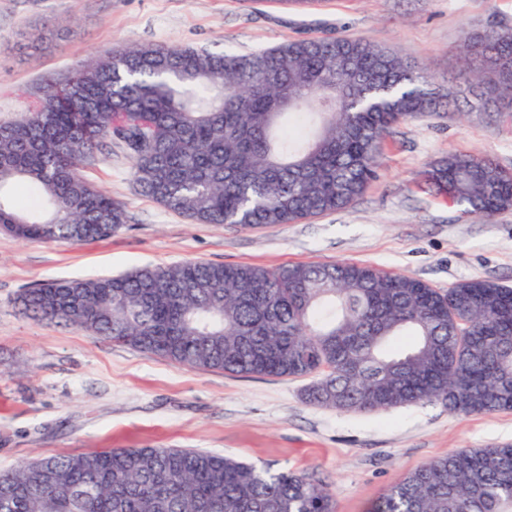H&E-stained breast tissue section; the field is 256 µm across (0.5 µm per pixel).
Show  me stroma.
<instances>
[{
  "mask_svg": "<svg viewBox=\"0 0 512 512\" xmlns=\"http://www.w3.org/2000/svg\"><path fill=\"white\" fill-rule=\"evenodd\" d=\"M512 27V0H0V121L15 91L65 77L116 45L249 53L308 36L362 38L408 60L433 88L469 92L465 32ZM42 39H35V32ZM480 152L512 169V115L426 112L382 147L380 177L346 209L298 224H196L140 193L120 148L83 174L128 216L85 244L22 241L0 230V473L41 454L184 448L232 455L326 484L336 512H368L390 486L457 448L512 444V411L461 416L441 402L339 413L308 402L309 378L239 377L160 359L22 314L17 299L53 280L94 279L182 261L278 267L365 262L437 288L512 286V211L485 223L430 193L427 166Z\"/></svg>",
  "mask_w": 512,
  "mask_h": 512,
  "instance_id": "obj_1",
  "label": "stroma"
}]
</instances>
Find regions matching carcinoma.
<instances>
[{
    "instance_id": "carcinoma-1",
    "label": "carcinoma",
    "mask_w": 512,
    "mask_h": 512,
    "mask_svg": "<svg viewBox=\"0 0 512 512\" xmlns=\"http://www.w3.org/2000/svg\"><path fill=\"white\" fill-rule=\"evenodd\" d=\"M465 81L512 114V28L468 32ZM19 89L0 122V229L21 240L101 239L122 205L81 172L121 145L141 192L197 224H295L348 207L379 176L399 124L451 100L423 72L361 39L311 36L247 54L115 46ZM432 190L487 222L512 210V170L450 154ZM33 199L16 205L9 187ZM34 318L159 358L245 377L313 378L337 412L442 401L456 414L512 410V287L448 289L360 262L184 261L23 293ZM0 512H336L310 475L178 448L42 455L0 474ZM371 512H512V444L459 448L410 472Z\"/></svg>"
}]
</instances>
